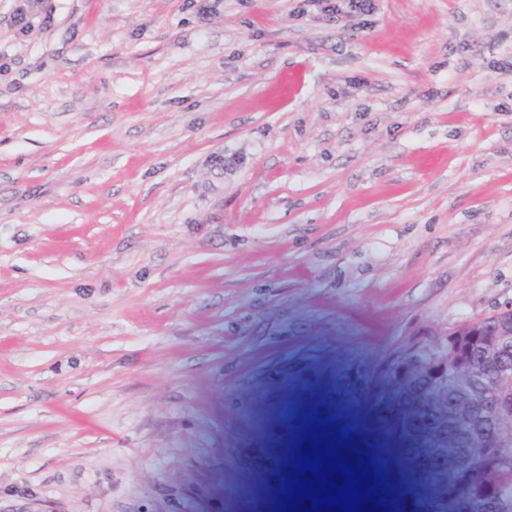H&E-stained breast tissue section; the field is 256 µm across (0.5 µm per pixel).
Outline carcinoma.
I'll use <instances>...</instances> for the list:
<instances>
[{
	"label": "carcinoma",
	"mask_w": 512,
	"mask_h": 512,
	"mask_svg": "<svg viewBox=\"0 0 512 512\" xmlns=\"http://www.w3.org/2000/svg\"><path fill=\"white\" fill-rule=\"evenodd\" d=\"M498 316L493 312L482 319L485 325V335L472 345L473 359L477 360L483 355L484 348L494 344L497 337L491 330L492 321ZM452 357L445 359L439 355L434 358L427 354L416 355L423 374L431 381L439 399L448 408L459 432L460 447L463 454L457 464L464 471L467 478V499L472 505L473 512H482L481 498L494 489L501 492L504 497L512 500V456L502 459L492 474V482L487 483L480 479V475L489 466V459L484 455L483 431L492 426L493 399H512V366L506 369H492L479 377H473L466 370L459 367L454 357L456 349L448 348ZM326 399L335 409V416L325 417L316 410L298 412L287 402H277V414L288 418L292 429L288 431V447H282L283 439L277 440V446L270 449L268 464L264 473V481L259 488L256 508L254 512H266L269 507L268 498L274 496L279 499L278 505L285 504L283 496L286 478L294 477V453L300 451L298 443L302 432L310 425L328 424L330 430L336 431L337 421L348 418L344 410V400L338 393L326 394ZM361 424L349 418V425L340 429L346 433L347 443L351 447H341L339 451L351 458H358V463L366 468L369 476L378 474L382 476V486L385 493L378 497L390 500L386 508H394V512H425L424 504L435 500V490L419 482L416 476L402 473L380 461L386 456L387 448L357 447L354 433ZM358 451H353V448ZM374 464V468L367 467V463Z\"/></svg>",
	"instance_id": "obj_1"
}]
</instances>
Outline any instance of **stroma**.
I'll use <instances>...</instances> for the list:
<instances>
[{
  "label": "stroma",
  "instance_id": "stroma-1",
  "mask_svg": "<svg viewBox=\"0 0 512 512\" xmlns=\"http://www.w3.org/2000/svg\"><path fill=\"white\" fill-rule=\"evenodd\" d=\"M375 5L0 0V512H228L332 385L470 512L413 356L512 306V0ZM304 5L315 6L321 13L332 16L369 15L375 9L374 0H303Z\"/></svg>",
  "mask_w": 512,
  "mask_h": 512
}]
</instances>
